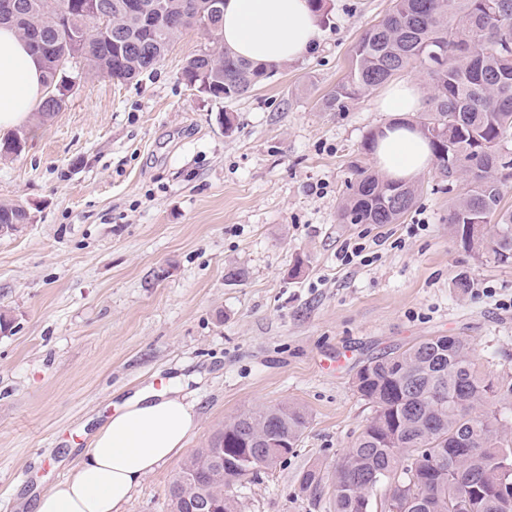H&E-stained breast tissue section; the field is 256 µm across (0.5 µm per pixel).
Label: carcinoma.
I'll return each instance as SVG.
<instances>
[{
  "instance_id": "cac0c4a2",
  "label": "carcinoma",
  "mask_w": 512,
  "mask_h": 512,
  "mask_svg": "<svg viewBox=\"0 0 512 512\" xmlns=\"http://www.w3.org/2000/svg\"><path fill=\"white\" fill-rule=\"evenodd\" d=\"M13 0L0 24L28 44L51 47L40 56L45 89L38 116L47 121L66 105L85 68L130 82L163 59L173 39L207 24L208 46L182 68L187 84L214 99L249 93L268 71L235 56L221 38L223 11L213 0ZM389 12L356 41L351 66L320 106L344 112L366 90L413 65L433 83L427 108L413 122L429 140L440 187L452 194L448 224L478 258L512 266V208L502 201L512 157V0H392ZM355 181L339 210L342 224H398L421 187L399 183L357 162ZM31 223L21 205L0 204V224ZM354 387L371 404L367 420L333 475L334 512H391L390 495L415 501L406 512H512V379L479 367L467 339L430 336L377 356L356 372ZM309 423L298 404L260 407L224 423L209 445L182 465L186 481L168 490L169 512H189L208 498L220 512H238L224 489L287 459ZM277 437L285 448H267ZM323 475L303 471L299 491L316 494ZM385 489L377 499L378 489Z\"/></svg>"
}]
</instances>
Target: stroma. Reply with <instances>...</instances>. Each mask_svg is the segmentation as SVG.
<instances>
[{"instance_id":"35a3bbf8","label":"stroma","mask_w":512,"mask_h":512,"mask_svg":"<svg viewBox=\"0 0 512 512\" xmlns=\"http://www.w3.org/2000/svg\"><path fill=\"white\" fill-rule=\"evenodd\" d=\"M390 5L324 0L313 52L232 101L182 80L207 45L187 30L153 73L88 75L22 126V151L0 158V203L32 216L0 234V512H32L28 496L72 473L116 405L171 379L198 427L123 512H168L184 461L225 421L288 402L309 425L284 462L234 486L239 508L333 512L331 483L309 495L297 479L331 472L371 417L353 384L364 362L457 334L484 368L512 372V266L461 247L432 171L402 223L338 220L364 138L393 115L376 89L344 112L319 103ZM354 241L373 262H341Z\"/></svg>"}]
</instances>
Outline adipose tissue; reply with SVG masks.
<instances>
[{"mask_svg":"<svg viewBox=\"0 0 512 512\" xmlns=\"http://www.w3.org/2000/svg\"><path fill=\"white\" fill-rule=\"evenodd\" d=\"M224 46L253 64L272 67L305 57L321 36L311 0H224ZM44 69L26 41L0 26V131L26 124L43 95ZM417 84H391L380 100L393 113L377 135L375 158L389 178L413 181L429 163L420 130L404 127L420 111ZM198 427L194 405L175 385L135 393L92 437L72 476L36 498L34 512H122L134 490L168 462Z\"/></svg>","mask_w":512,"mask_h":512,"instance_id":"ef3b65f1","label":"adipose tissue"}]
</instances>
